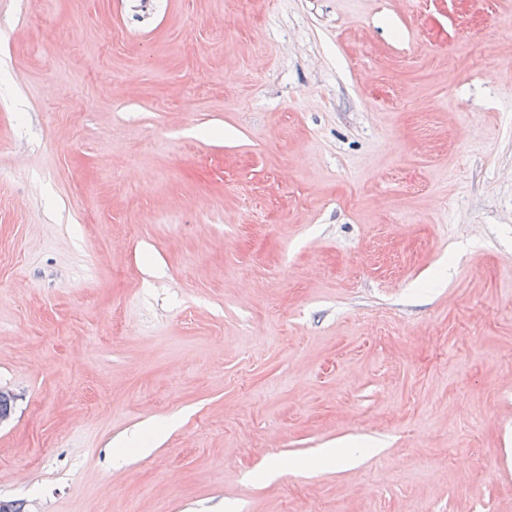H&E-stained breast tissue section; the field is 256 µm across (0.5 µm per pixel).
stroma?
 <instances>
[{"label": "stroma", "mask_w": 512, "mask_h": 512, "mask_svg": "<svg viewBox=\"0 0 512 512\" xmlns=\"http://www.w3.org/2000/svg\"><path fill=\"white\" fill-rule=\"evenodd\" d=\"M0 388L23 512H512V0H0Z\"/></svg>", "instance_id": "35a3bbf8"}]
</instances>
